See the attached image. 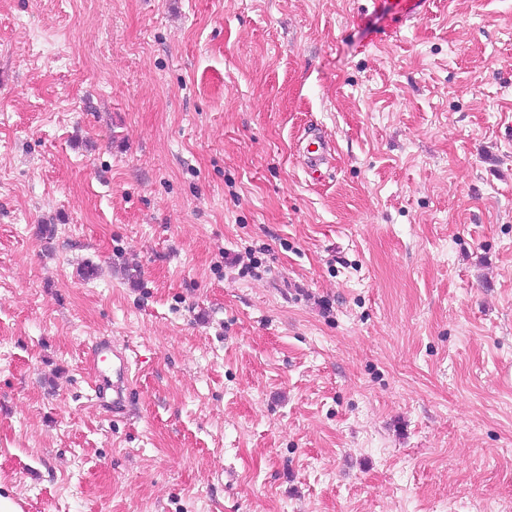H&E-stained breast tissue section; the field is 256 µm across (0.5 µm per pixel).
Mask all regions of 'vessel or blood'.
<instances>
[{
	"mask_svg": "<svg viewBox=\"0 0 512 512\" xmlns=\"http://www.w3.org/2000/svg\"><path fill=\"white\" fill-rule=\"evenodd\" d=\"M328 155L326 139L315 137L308 140L305 156L310 177H324ZM89 355L97 380L95 392L103 407L115 414L123 412L129 404V391L134 381L126 351L110 340L100 339L92 344Z\"/></svg>",
	"mask_w": 512,
	"mask_h": 512,
	"instance_id": "b4317fda",
	"label": "vessel or blood"
}]
</instances>
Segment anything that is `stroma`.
I'll return each mask as SVG.
<instances>
[{
    "mask_svg": "<svg viewBox=\"0 0 512 512\" xmlns=\"http://www.w3.org/2000/svg\"><path fill=\"white\" fill-rule=\"evenodd\" d=\"M0 493L512 512V0H0ZM329 143L322 137H315L307 141L305 147L306 167L310 177L319 179L325 176L328 165ZM95 393L102 406L112 414L122 413L129 405V391L133 385L132 364L126 350L108 339H99L89 348Z\"/></svg>",
    "mask_w": 512,
    "mask_h": 512,
    "instance_id": "35a3bbf8",
    "label": "stroma"
}]
</instances>
